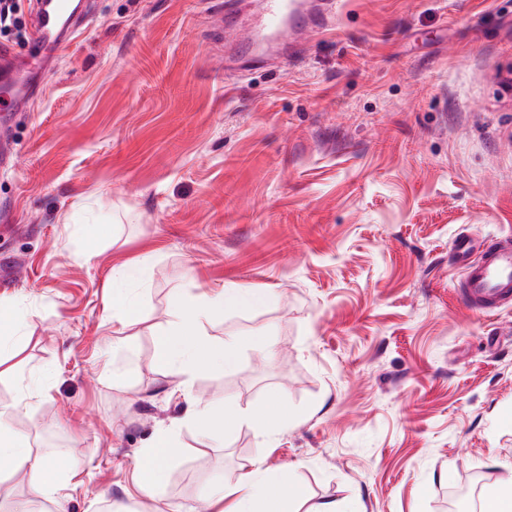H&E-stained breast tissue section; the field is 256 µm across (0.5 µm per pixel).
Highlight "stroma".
Wrapping results in <instances>:
<instances>
[{"instance_id": "stroma-1", "label": "stroma", "mask_w": 512, "mask_h": 512, "mask_svg": "<svg viewBox=\"0 0 512 512\" xmlns=\"http://www.w3.org/2000/svg\"><path fill=\"white\" fill-rule=\"evenodd\" d=\"M216 0H90L44 92L12 116L0 166V318L33 334L0 357L48 389L8 423L37 455L73 454L35 512H198L256 461L300 487L299 512H447L465 475L512 464V307L467 308L456 236H512V0H342L288 63L220 54ZM96 243L98 256L81 253ZM151 257L137 321L112 319V267ZM250 288L212 319L235 364L190 388L158 366L172 296ZM264 348H257L256 339ZM287 430L184 425L190 397ZM178 426L160 500L132 470Z\"/></svg>"}]
</instances>
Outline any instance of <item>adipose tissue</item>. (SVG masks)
Masks as SVG:
<instances>
[{
  "instance_id": "ef3b65f1",
  "label": "adipose tissue",
  "mask_w": 512,
  "mask_h": 512,
  "mask_svg": "<svg viewBox=\"0 0 512 512\" xmlns=\"http://www.w3.org/2000/svg\"><path fill=\"white\" fill-rule=\"evenodd\" d=\"M150 271L151 260L147 257L113 267L112 317L122 325L133 321L135 301L129 293L130 287L146 285ZM267 300V295L247 288L176 293L167 324L158 339L161 368L181 375L188 382L199 373L230 368L235 362L236 342L212 343L205 322L223 315L225 310L259 305ZM219 420L230 427L247 426L259 436L267 437L287 428L289 414L287 407L279 404L251 414L229 405L219 411L207 402L196 400L185 418L189 425L202 429L211 428ZM175 437V428L161 431L136 457V485L144 498L155 499L163 489L165 470L175 458ZM72 470L68 461L51 455L35 456L19 438L0 433V504H7V512H32L29 501L12 496L10 480L14 475H27L34 496L53 500ZM224 493L233 499L231 512H295L293 503L300 495L299 489L289 485L284 475L271 473L255 462L227 481Z\"/></svg>"
}]
</instances>
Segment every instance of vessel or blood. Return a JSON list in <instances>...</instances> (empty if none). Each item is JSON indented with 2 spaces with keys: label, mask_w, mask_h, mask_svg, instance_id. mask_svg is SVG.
<instances>
[{
  "label": "vessel or blood",
  "mask_w": 512,
  "mask_h": 512,
  "mask_svg": "<svg viewBox=\"0 0 512 512\" xmlns=\"http://www.w3.org/2000/svg\"><path fill=\"white\" fill-rule=\"evenodd\" d=\"M337 10L335 0H264L262 15L247 23V37L258 51L275 49L280 58H288L300 39L331 26ZM86 10L75 7L74 0H39L32 21L29 42L30 59L0 50V111L25 110L40 91L37 71L30 63L52 66L85 24ZM473 244L464 236L456 237L452 251L463 263L459 282L462 296L470 309L493 314L512 305V240L501 238L479 256H472Z\"/></svg>",
  "instance_id": "obj_1"
}]
</instances>
